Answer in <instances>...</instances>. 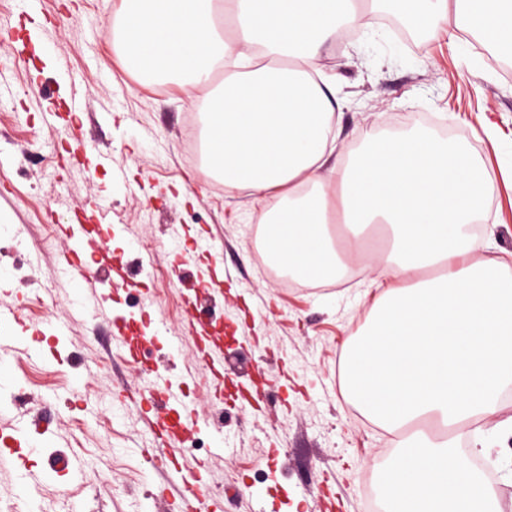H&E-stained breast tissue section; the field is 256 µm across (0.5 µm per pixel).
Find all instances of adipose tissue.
I'll return each instance as SVG.
<instances>
[{"mask_svg":"<svg viewBox=\"0 0 512 512\" xmlns=\"http://www.w3.org/2000/svg\"><path fill=\"white\" fill-rule=\"evenodd\" d=\"M421 28L512 48V0H398ZM368 16L365 0H122L112 49L200 113L208 170L260 205L265 253L300 281L376 272L365 324L340 356L341 393L389 433L472 417L512 430L498 393L512 379V280L473 259L466 226L490 188L485 165L425 132L370 138L332 161L333 89L321 61ZM437 277H426L429 269ZM386 512H501L491 486L440 434L401 444L378 472Z\"/></svg>","mask_w":512,"mask_h":512,"instance_id":"obj_1","label":"adipose tissue"}]
</instances>
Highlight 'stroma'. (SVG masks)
Returning <instances> with one entry per match:
<instances>
[{"instance_id": "1", "label": "stroma", "mask_w": 512, "mask_h": 512, "mask_svg": "<svg viewBox=\"0 0 512 512\" xmlns=\"http://www.w3.org/2000/svg\"><path fill=\"white\" fill-rule=\"evenodd\" d=\"M120 0H41L23 14L18 0H0V23L14 27L31 55L9 61L0 77L16 90L0 104V307L19 308L21 321L6 335H24L21 351L0 347V362L26 400L0 403V512H31L33 502L65 490L87 512H168L152 502L156 478L148 468L144 432L135 403L150 397L147 375L127 365L111 339L113 322L137 319L142 293L162 318L175 348L157 345L155 365L193 373L187 391L199 417L204 445L189 450L216 499L211 512H365L385 504L376 468L400 438L356 415L338 385L339 354L364 324L376 297L372 272L343 288H284L266 278L255 259L252 230L258 204L246 191L218 189L204 166L183 151L192 113L208 96L187 98L177 87L154 91L129 74L112 51L105 27ZM327 74L336 78L345 103L335 112L340 153L361 145L400 114L424 112L454 131L456 144L478 157L492 177L484 201L488 218L480 256L512 254V75L494 68L469 39L420 35L406 41L386 24L367 38L325 48ZM76 74L85 107L65 115L69 95L60 69ZM46 108L61 112L51 128L41 125ZM85 140L110 151L126 183L111 182L93 156L69 160L65 147ZM109 201L104 221L122 226L104 247L119 254L133 288L112 302V318L97 317L68 280L54 279L65 243L48 237L47 225L94 216ZM183 225L185 246L212 236L229 279L213 300L224 326L223 403L204 382L211 374L197 358L186 322V284L213 264L198 249L187 268L171 266L168 227ZM153 242L148 252L143 242ZM167 269L163 280L152 269ZM81 309L64 342L37 335L36 324L67 318ZM265 371L255 375L256 358ZM28 434L20 456L8 436ZM234 449L217 453L216 429ZM482 437V457H497L496 490L502 512H512V434L480 421L463 441ZM75 459V474L53 475L54 455Z\"/></svg>"}]
</instances>
